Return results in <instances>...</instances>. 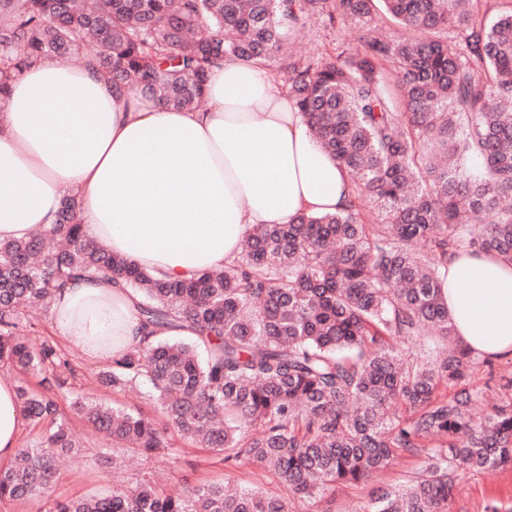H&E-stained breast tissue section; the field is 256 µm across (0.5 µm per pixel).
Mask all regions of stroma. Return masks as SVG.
Instances as JSON below:
<instances>
[{
    "label": "stroma",
    "instance_id": "obj_1",
    "mask_svg": "<svg viewBox=\"0 0 512 512\" xmlns=\"http://www.w3.org/2000/svg\"><path fill=\"white\" fill-rule=\"evenodd\" d=\"M361 36L358 27L348 23L326 25L318 17L305 19L303 25L292 28L288 44L294 57L315 59L325 53L337 54L355 46ZM30 326L29 334L34 342H47L68 359L71 367L58 374L62 390L68 395H90L109 403L119 400L152 411L153 404L147 397V386L115 394L102 387L98 373L105 369V361H95L68 347L52 328L50 311L46 308H31L24 314ZM512 379V357L497 359L491 370H479L473 375L474 385L482 388L487 403H503L512 400V388H506ZM72 429L80 443L78 452L60 458L55 477V494L59 497H84L108 493L116 479L112 469L98 467L95 455L98 449L109 446L90 425L79 418H72ZM423 466L418 454L398 456L382 473L365 483L337 487L334 495L318 502L298 503L294 512H361L372 492L389 486L404 484L417 476ZM178 480L172 481L170 490H181L184 483H212L226 477H234L242 483L260 486L273 493H283L280 479L252 466L239 465L227 468L210 453L183 445L177 459ZM501 512H512V467L492 474L461 473L457 479L453 499L448 512H489L491 507Z\"/></svg>",
    "mask_w": 512,
    "mask_h": 512
}]
</instances>
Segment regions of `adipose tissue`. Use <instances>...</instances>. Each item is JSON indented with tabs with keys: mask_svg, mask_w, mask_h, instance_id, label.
I'll return each mask as SVG.
<instances>
[{
	"mask_svg": "<svg viewBox=\"0 0 512 512\" xmlns=\"http://www.w3.org/2000/svg\"><path fill=\"white\" fill-rule=\"evenodd\" d=\"M0 108V240L55 223L78 195L87 236L167 279L220 271L257 224L351 201L346 169L309 132L290 96L261 66L226 59L208 71V104L164 105L116 89L89 65L57 57L9 80ZM456 336L484 357L512 355V261L492 253L449 259L445 286ZM139 295L80 277L53 299L55 332L107 360L139 344ZM26 417L12 379L0 375V468Z\"/></svg>",
	"mask_w": 512,
	"mask_h": 512,
	"instance_id": "adipose-tissue-1",
	"label": "adipose tissue"
}]
</instances>
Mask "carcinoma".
<instances>
[{
  "instance_id": "1",
  "label": "carcinoma",
  "mask_w": 512,
  "mask_h": 512,
  "mask_svg": "<svg viewBox=\"0 0 512 512\" xmlns=\"http://www.w3.org/2000/svg\"><path fill=\"white\" fill-rule=\"evenodd\" d=\"M480 0H0V104L9 77L33 60L72 53L192 109L226 57L280 64L288 94L321 147L350 174L355 204L258 224L221 272L161 279L87 237L80 202L57 222L0 241V363L52 372L66 362L32 342L22 308L49 307L79 274L141 293L148 336L112 358L100 381L149 386L152 417L75 397L70 408L104 437L149 458L175 454L167 427L231 466L279 477L258 487L186 484L167 492L144 473L105 495L58 498L56 462L78 448L53 392L24 384L27 419L46 430L0 471V505L48 512H292L338 484L422 453L421 472L371 497L363 512H448L459 471L512 466V402L474 418L479 364L455 338L443 291L448 258L512 260V8L488 25ZM404 38L371 34L376 16ZM310 16L353 23L359 43L304 62L286 53L285 26ZM423 242L427 252L417 251ZM187 339L171 341L170 330ZM439 338L436 358L405 357L400 341ZM452 387L451 397L439 386ZM404 405L407 414L397 412Z\"/></svg>"
}]
</instances>
